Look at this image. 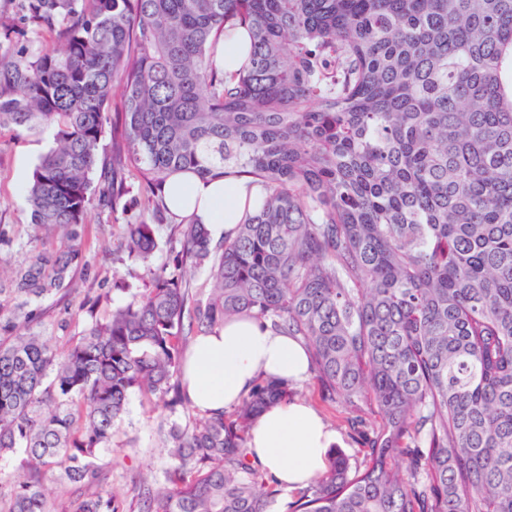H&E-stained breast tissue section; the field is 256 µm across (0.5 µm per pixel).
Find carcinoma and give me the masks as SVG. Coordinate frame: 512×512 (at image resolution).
Segmentation results:
<instances>
[{"label": "carcinoma", "mask_w": 512, "mask_h": 512, "mask_svg": "<svg viewBox=\"0 0 512 512\" xmlns=\"http://www.w3.org/2000/svg\"><path fill=\"white\" fill-rule=\"evenodd\" d=\"M18 2L19 19L0 14V131L53 146L24 189L43 235L0 282V456L24 472L0 512H51L49 472L75 489L63 512H123L97 460L130 395L189 410L194 335L239 317L305 346L367 448L359 465L331 451L286 512H512V0ZM241 29L250 51L226 71ZM129 166L154 216L185 173L244 178L256 207L219 244L187 220L158 266L159 225L124 224L146 288L113 277L128 300H86L91 323L52 344L42 302L69 295L94 201L117 204ZM289 398L260 378L231 410L172 424L144 512H274L248 439Z\"/></svg>", "instance_id": "1"}]
</instances>
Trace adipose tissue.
Returning a JSON list of instances; mask_svg holds the SVG:
<instances>
[{
  "label": "adipose tissue",
  "instance_id": "1",
  "mask_svg": "<svg viewBox=\"0 0 512 512\" xmlns=\"http://www.w3.org/2000/svg\"><path fill=\"white\" fill-rule=\"evenodd\" d=\"M255 191L241 181L187 175L171 184L167 201L179 216L195 217L218 234H231ZM309 358L295 338L255 321L233 319L222 330L195 339L183 379L191 403L219 412L246 395L256 380L275 376L293 382L309 376ZM339 437L304 401L280 402L263 412L249 441L260 463L280 487L295 491L325 472Z\"/></svg>",
  "mask_w": 512,
  "mask_h": 512
}]
</instances>
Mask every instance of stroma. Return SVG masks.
Returning <instances> with one entry per match:
<instances>
[{
    "instance_id": "obj_1",
    "label": "stroma",
    "mask_w": 512,
    "mask_h": 512,
    "mask_svg": "<svg viewBox=\"0 0 512 512\" xmlns=\"http://www.w3.org/2000/svg\"><path fill=\"white\" fill-rule=\"evenodd\" d=\"M50 145V139L44 135H0V228L8 231L12 239L9 248L0 250L2 266L19 263L27 255L25 244L31 227L23 188L38 159ZM126 181L131 192L124 199V210L115 211L103 203H94L84 237L89 272L75 275L73 292L68 302L52 299L44 301L46 313L40 329L45 335L59 339L79 335L90 321L88 312L79 307L85 298L100 295L116 303L125 301V293L114 290L112 286L113 271H120L130 288L145 286V267L112 249L124 223L143 214L139 203L141 182L137 171L129 170ZM293 389L297 397L305 399L329 428L340 435L342 450L350 460L361 461L363 445L350 430L351 415L345 406L325 400L318 382L312 378L294 384ZM186 420V412L172 413L149 405L139 395L131 396L127 412L112 438L111 448L102 450L98 459L102 470L101 490L106 493L116 492L124 502L125 512L141 510L138 491L142 476H162L168 466L167 455L158 446L159 426L175 422L182 424Z\"/></svg>"
}]
</instances>
